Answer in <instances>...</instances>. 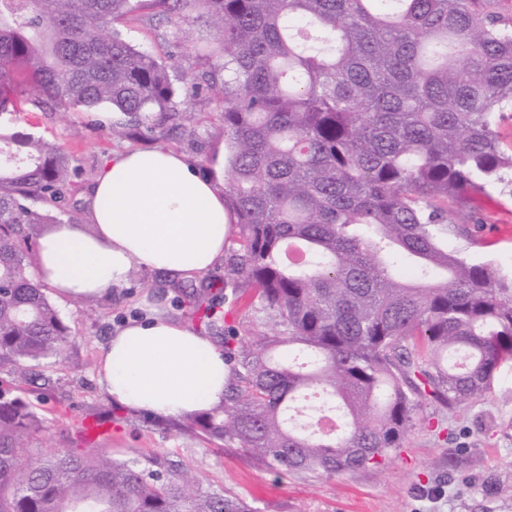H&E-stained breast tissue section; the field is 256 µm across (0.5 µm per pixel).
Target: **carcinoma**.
Listing matches in <instances>:
<instances>
[{
	"label": "carcinoma",
	"mask_w": 512,
	"mask_h": 512,
	"mask_svg": "<svg viewBox=\"0 0 512 512\" xmlns=\"http://www.w3.org/2000/svg\"><path fill=\"white\" fill-rule=\"evenodd\" d=\"M505 0H0V112L107 110L179 118L170 66L123 37L144 9L220 32L223 62L183 71L187 96L219 102L227 228L221 284L255 297L246 339L224 337V402L184 432L258 465L336 476L379 467L424 405L481 396L512 363V275L448 248L482 222L455 209L512 173L495 132L512 105ZM68 157L0 131V366L15 388L62 355L69 327L33 277L58 223ZM463 226H458V223ZM210 325L214 301L187 295ZM323 401L303 426L290 412ZM45 431L0 389V512H260L154 452L58 449L23 459Z\"/></svg>",
	"instance_id": "cac0c4a2"
}]
</instances>
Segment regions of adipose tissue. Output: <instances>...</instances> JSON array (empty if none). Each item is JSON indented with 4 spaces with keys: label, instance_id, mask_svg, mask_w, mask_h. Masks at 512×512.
<instances>
[{
    "label": "adipose tissue",
    "instance_id": "adipose-tissue-1",
    "mask_svg": "<svg viewBox=\"0 0 512 512\" xmlns=\"http://www.w3.org/2000/svg\"><path fill=\"white\" fill-rule=\"evenodd\" d=\"M82 223L61 221L39 241L38 281L63 296H103L132 267L186 280L224 258V182L201 176L172 150L112 156L84 198ZM98 382L118 407L177 418L222 404V348L162 312L109 336Z\"/></svg>",
    "mask_w": 512,
    "mask_h": 512
}]
</instances>
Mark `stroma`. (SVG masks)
<instances>
[{"mask_svg":"<svg viewBox=\"0 0 512 512\" xmlns=\"http://www.w3.org/2000/svg\"><path fill=\"white\" fill-rule=\"evenodd\" d=\"M123 35L137 48L172 61L182 70L203 71L218 60L219 35L203 23L176 22L160 14H140ZM184 118L170 131L168 148L199 169L211 167L220 143L213 135L220 108L207 93L177 95ZM16 130L40 137L69 154L75 194L69 214L81 219L83 194L102 163L135 147V140L111 134L94 114L78 108L5 115ZM485 242L472 245L449 236V248L473 262H493L512 273V193L492 189L484 210ZM47 295L71 330L62 357L43 360L22 388L9 368H0V388L18 390L44 420L47 432L22 454L35 458L59 448H82V425L97 417L112 426L98 447L115 457L148 451L170 454L193 474L206 476L217 491L256 499L261 512H512V371L503 370L480 397L451 409L425 406L385 465L345 475L304 478L250 462L239 448L210 444L145 414L120 408L97 383L98 358L111 331L124 320L157 308L199 335L203 320L182 305L178 290L161 274L139 273L111 295L70 300Z\"/></svg>","mask_w":512,"mask_h":512,"instance_id":"stroma-1","label":"stroma"}]
</instances>
